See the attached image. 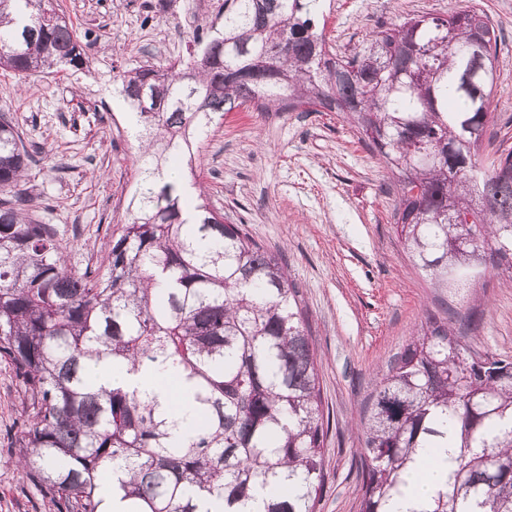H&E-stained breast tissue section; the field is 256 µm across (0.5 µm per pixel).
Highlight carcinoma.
<instances>
[{
  "label": "carcinoma",
  "mask_w": 512,
  "mask_h": 512,
  "mask_svg": "<svg viewBox=\"0 0 512 512\" xmlns=\"http://www.w3.org/2000/svg\"><path fill=\"white\" fill-rule=\"evenodd\" d=\"M320 12L322 0H224L223 29L180 68L123 75L141 145L103 267L78 266L25 208L30 153L0 113V360L24 393L16 465L58 512H103L109 474L137 512H202L213 497L235 512L283 483L292 496L263 512H316L325 492L329 423L287 266L204 203L187 223L181 183L153 184L202 148L216 116L246 103L342 113L395 172V221L433 287L512 270V150L479 162L497 88L483 75L498 49L487 16L410 17L340 56ZM83 62L53 0H0V69L25 79ZM104 357L131 372L182 367L201 416L185 443L170 442L177 420L154 401L95 386L89 361ZM360 428V512H388L418 452L456 436L448 484L414 512H512V362L468 345L448 318L428 316L393 357Z\"/></svg>",
  "instance_id": "obj_1"
}]
</instances>
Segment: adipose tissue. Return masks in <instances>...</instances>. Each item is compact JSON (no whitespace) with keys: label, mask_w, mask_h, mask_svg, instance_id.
<instances>
[{"label":"adipose tissue","mask_w":512,"mask_h":512,"mask_svg":"<svg viewBox=\"0 0 512 512\" xmlns=\"http://www.w3.org/2000/svg\"><path fill=\"white\" fill-rule=\"evenodd\" d=\"M96 385L121 383L135 390L139 396L155 400L165 410L176 411L179 423L172 433L177 442H185L187 427L195 417L193 390L185 382L178 366L164 363L132 373L114 369L111 359L100 360L91 367ZM457 448H435L412 466L406 481L391 505L392 512H413L417 504L430 497L448 482V462L456 457Z\"/></svg>","instance_id":"obj_1"}]
</instances>
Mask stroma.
<instances>
[{
  "instance_id": "1",
  "label": "stroma",
  "mask_w": 512,
  "mask_h": 512,
  "mask_svg": "<svg viewBox=\"0 0 512 512\" xmlns=\"http://www.w3.org/2000/svg\"><path fill=\"white\" fill-rule=\"evenodd\" d=\"M85 47L82 68L20 82L0 70V110L32 152L30 210L100 262L125 220L138 148L117 81L144 63L168 68L220 24L224 0H55ZM324 34L351 55L379 27L476 9L498 35L495 137L482 156L512 148V0H324ZM211 208L279 254L298 286L315 346L324 408L327 486L317 512H359L357 424L379 370L427 313L476 315L472 341L512 358V285L489 271L462 289L432 288L397 233L395 178L367 138L336 112H260L247 104L214 123L196 159ZM23 395L0 360V512H58L16 467Z\"/></svg>"
}]
</instances>
